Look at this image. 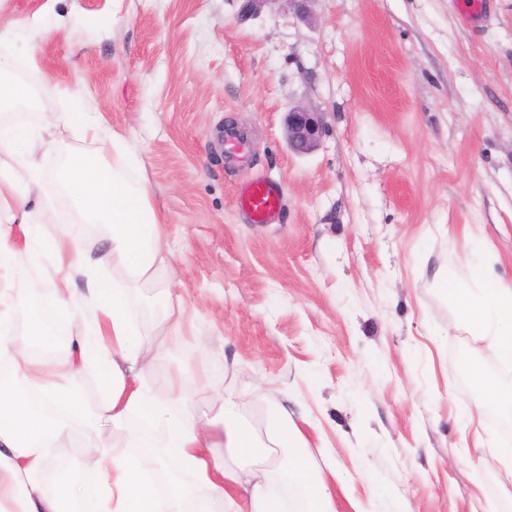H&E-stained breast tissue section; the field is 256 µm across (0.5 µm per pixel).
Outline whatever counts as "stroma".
Segmentation results:
<instances>
[{
  "mask_svg": "<svg viewBox=\"0 0 512 512\" xmlns=\"http://www.w3.org/2000/svg\"><path fill=\"white\" fill-rule=\"evenodd\" d=\"M287 0L259 15L241 0H0V74L27 72L37 100L0 120L53 112L99 118L149 182L174 257L131 289L143 341L169 336L163 300L181 301L184 337L141 375L164 388L196 371L192 413L241 395L265 436L276 403L304 412V454L342 470L339 512H512V476L485 468L468 423L482 399L465 374L512 380L487 340L460 324L432 272L466 279L473 236L512 277V0ZM40 15L31 52L5 30ZM83 85L74 100L70 91ZM324 112L329 134L291 152L284 115ZM235 123L244 157L219 133ZM278 183L275 223L235 203L243 183ZM44 228L108 250L99 224Z\"/></svg>",
  "mask_w": 512,
  "mask_h": 512,
  "instance_id": "1",
  "label": "stroma"
}]
</instances>
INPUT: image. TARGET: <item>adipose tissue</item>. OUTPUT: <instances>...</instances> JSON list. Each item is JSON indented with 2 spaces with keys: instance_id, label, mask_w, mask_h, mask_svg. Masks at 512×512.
<instances>
[{
  "instance_id": "adipose-tissue-1",
  "label": "adipose tissue",
  "mask_w": 512,
  "mask_h": 512,
  "mask_svg": "<svg viewBox=\"0 0 512 512\" xmlns=\"http://www.w3.org/2000/svg\"><path fill=\"white\" fill-rule=\"evenodd\" d=\"M100 125L59 112L43 129L0 123V214L15 229L0 228V512H337L331 482L342 473L319 477L303 457L282 460L262 456L255 436L237 422V403L221 394L212 400L214 417H198L172 408L190 376L187 367L173 374L165 390L145 384L140 363L164 356L160 346L140 339L127 286L108 285L107 259L117 260L131 281L166 266L163 217L150 201L146 181L133 179V165L120 136L112 150L118 164L107 166L69 151L68 135L93 140ZM61 166L48 170L52 154ZM54 180L87 223L111 231V249L77 247L69 235L44 240L53 218L50 206L28 208L42 183ZM49 256L51 311L31 307L36 283L28 269ZM27 265H19V257ZM494 246L479 242L469 281L439 270L434 285L447 294L461 322L494 344L503 370L512 371V281L498 272ZM31 307L36 319L66 315L77 306L94 312L84 333L63 351L12 331L17 311ZM97 360L103 394L88 404L78 377ZM224 425V446L238 458L228 467L213 454L215 420ZM305 418L280 407L268 440L275 448H302ZM125 427L138 455L107 445L108 429ZM82 439L85 473L106 472L95 493L82 481H59L56 465L71 433ZM189 481H179V474Z\"/></svg>"
}]
</instances>
